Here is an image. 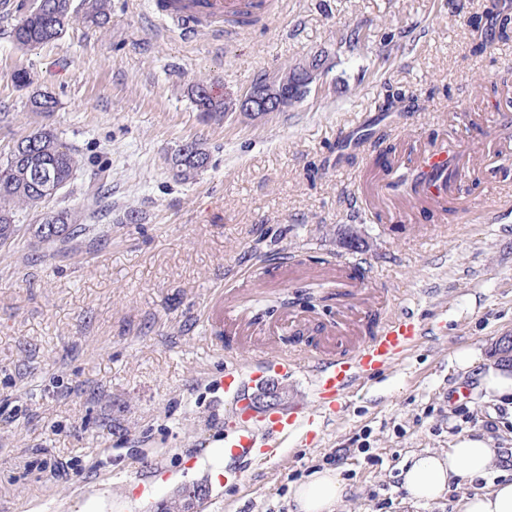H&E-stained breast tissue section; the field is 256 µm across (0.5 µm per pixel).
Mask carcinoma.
<instances>
[{
	"label": "carcinoma",
	"mask_w": 512,
	"mask_h": 512,
	"mask_svg": "<svg viewBox=\"0 0 512 512\" xmlns=\"http://www.w3.org/2000/svg\"><path fill=\"white\" fill-rule=\"evenodd\" d=\"M44 7L34 13L21 12L12 29L15 45L22 50L53 42L61 37L74 18L72 0H43ZM83 18L97 26L108 22L110 0H82ZM495 29L499 39L512 36V14L498 10L494 13ZM199 110L210 115L224 113V99L213 100L200 95V84L190 88ZM32 113L36 115L55 111L58 101L48 92L34 91L28 99ZM195 155H182L178 152L171 157L175 176L184 182L193 181L204 169V162L210 161V153L201 143L193 142ZM78 160L72 149L53 130L39 127L28 136L20 139L5 160L0 162V246L10 242L20 225L15 223L18 209H36L38 192L30 178L31 169H40L51 179L45 188L44 198L52 195L50 189L57 185L67 187L77 171ZM84 213L79 208H61L41 215L38 222L28 225L34 237L48 243L65 241L78 226L82 225ZM494 356L498 364L512 368V340L504 336L495 344Z\"/></svg>",
	"instance_id": "1"
}]
</instances>
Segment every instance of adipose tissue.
Returning a JSON list of instances; mask_svg holds the SVG:
<instances>
[{"mask_svg": "<svg viewBox=\"0 0 512 512\" xmlns=\"http://www.w3.org/2000/svg\"><path fill=\"white\" fill-rule=\"evenodd\" d=\"M498 460L496 449L470 435L460 436L447 454H418L404 466L402 485L410 501L440 499L450 480L472 482L473 487L460 504V512H512V480L502 479L486 486H476V479L486 477ZM344 483L336 470L312 471L292 492L297 512H334L344 494Z\"/></svg>", "mask_w": 512, "mask_h": 512, "instance_id": "1", "label": "adipose tissue"}]
</instances>
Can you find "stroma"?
<instances>
[{
	"instance_id": "1",
	"label": "stroma",
	"mask_w": 512,
	"mask_h": 512,
	"mask_svg": "<svg viewBox=\"0 0 512 512\" xmlns=\"http://www.w3.org/2000/svg\"><path fill=\"white\" fill-rule=\"evenodd\" d=\"M18 2L0 0V160L34 129H54L80 165L44 208L82 207L86 229L63 247L24 231L0 247V512H113L114 497L127 498L126 512H162L196 488L199 512H294L293 486L335 465L337 512H460L467 485L414 503L400 473L412 454L446 453L462 435L497 449L491 479H512V398L486 396L455 361L473 349L493 362L496 341L512 335V158L497 154L512 125L481 90L512 68V39L476 54L468 25L488 0H280L226 45L184 39L148 0H111L106 27L77 19L28 51L11 37ZM316 55L322 73L281 112L211 118L188 95L201 81L233 101ZM18 69L31 88L12 82ZM34 89L58 99L50 117L29 110ZM391 94L388 121L335 165L341 130ZM445 135L484 166L469 210L383 224L350 207L383 152ZM192 140L211 162L185 184L170 158ZM348 234L358 250L343 246ZM285 250L307 275L282 274L274 259ZM339 259L358 261V276L371 268L365 286L386 309L413 310L435 335L339 403L314 440L295 437L241 479L213 476L206 450L224 438L225 362L253 354L226 351L212 333L213 290L250 268L242 304L275 328L264 345L274 354L286 316L309 314L266 313L268 298L317 285ZM461 386L467 423L448 400Z\"/></svg>"
}]
</instances>
